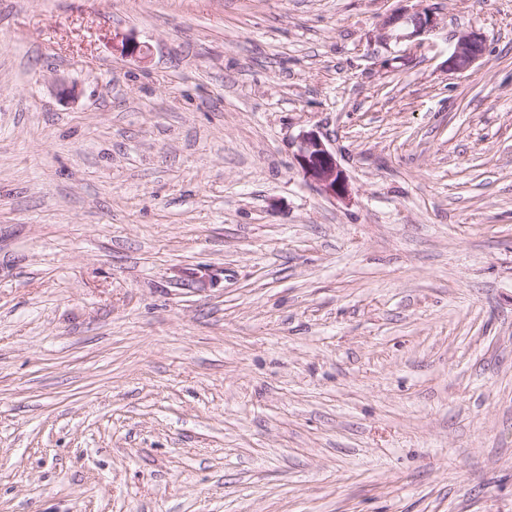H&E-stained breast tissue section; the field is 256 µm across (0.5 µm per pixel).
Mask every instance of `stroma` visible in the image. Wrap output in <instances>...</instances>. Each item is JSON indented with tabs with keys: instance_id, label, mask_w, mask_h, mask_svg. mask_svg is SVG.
Segmentation results:
<instances>
[{
	"instance_id": "stroma-1",
	"label": "stroma",
	"mask_w": 512,
	"mask_h": 512,
	"mask_svg": "<svg viewBox=\"0 0 512 512\" xmlns=\"http://www.w3.org/2000/svg\"><path fill=\"white\" fill-rule=\"evenodd\" d=\"M396 5L0 0V512H512V0ZM397 1L400 2L399 6L378 24L376 41L382 45H388L393 40L420 44L421 37L436 29L438 25L436 16L426 8L403 4L424 0ZM456 39L448 55L446 69L451 73H463L484 57L486 39L477 30L461 32ZM296 161L304 176L321 192L329 196H346L348 183L334 153L318 134L301 133L296 140Z\"/></svg>"
}]
</instances>
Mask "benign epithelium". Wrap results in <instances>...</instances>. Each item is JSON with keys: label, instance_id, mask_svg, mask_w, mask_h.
Here are the masks:
<instances>
[{"label": "benign epithelium", "instance_id": "obj_1", "mask_svg": "<svg viewBox=\"0 0 512 512\" xmlns=\"http://www.w3.org/2000/svg\"><path fill=\"white\" fill-rule=\"evenodd\" d=\"M399 6L385 16L377 28V42L386 45L395 40L410 43L420 42L421 37L436 29L438 22L433 12L423 7L410 6V0H398ZM486 39L477 30L464 31L446 61L451 73L470 70L485 54ZM296 161L304 176L322 193L332 197L348 194L346 176L334 153L318 134L313 131L301 133L296 140Z\"/></svg>", "mask_w": 512, "mask_h": 512}]
</instances>
